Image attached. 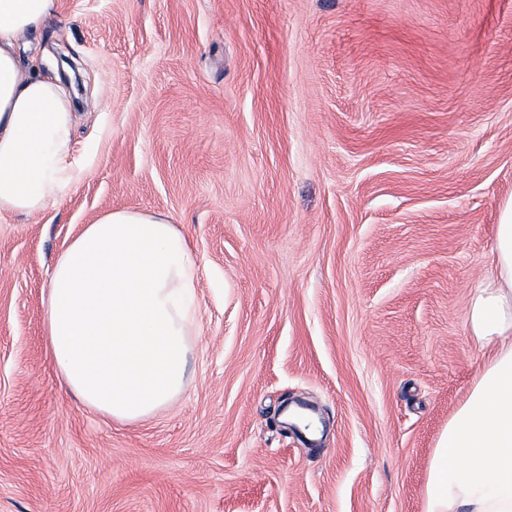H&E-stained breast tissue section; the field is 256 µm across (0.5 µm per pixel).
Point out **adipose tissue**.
<instances>
[{"label": "adipose tissue", "instance_id": "1", "mask_svg": "<svg viewBox=\"0 0 512 512\" xmlns=\"http://www.w3.org/2000/svg\"><path fill=\"white\" fill-rule=\"evenodd\" d=\"M54 9L55 0H0V222L58 204L82 174L67 88L17 53ZM495 252L471 315L489 354L434 450L425 512H512V200ZM195 268L187 238L160 212L111 209L72 240L50 277L44 325L55 372L86 406L131 423L182 392Z\"/></svg>", "mask_w": 512, "mask_h": 512}]
</instances>
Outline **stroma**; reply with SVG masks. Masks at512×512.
<instances>
[{
    "label": "stroma",
    "mask_w": 512,
    "mask_h": 512,
    "mask_svg": "<svg viewBox=\"0 0 512 512\" xmlns=\"http://www.w3.org/2000/svg\"><path fill=\"white\" fill-rule=\"evenodd\" d=\"M81 178L0 226V512H424L512 199V0H56ZM197 257L169 406L83 405L44 332L106 210Z\"/></svg>",
    "instance_id": "stroma-1"
}]
</instances>
